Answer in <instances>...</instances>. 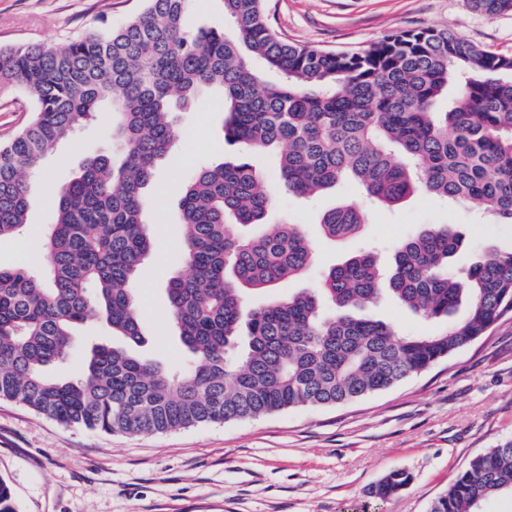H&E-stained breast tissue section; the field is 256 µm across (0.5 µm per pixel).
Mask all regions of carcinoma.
I'll list each match as a JSON object with an SVG mask.
<instances>
[{"mask_svg":"<svg viewBox=\"0 0 512 512\" xmlns=\"http://www.w3.org/2000/svg\"><path fill=\"white\" fill-rule=\"evenodd\" d=\"M228 35L188 24L196 0H144L126 23L66 43L0 49V83L32 98L31 120L0 143V240L17 235L34 204L32 180L48 156L109 105L112 154L86 158L56 184L42 272L0 266V400L64 425L128 435L224 423L304 406L349 403L384 391L464 349L512 313V251H488L458 277L463 238L451 224L405 238L382 281L378 257L358 252L313 292L257 307L265 292L306 272L313 250L295 224L263 222L272 203L260 160L277 152L291 192L313 196L352 181L383 205L424 191L478 202L512 224V56L459 41L445 29L383 37L353 53L290 42L265 0H222ZM488 17L512 0H471ZM255 56L279 72L263 86ZM455 88L451 106L435 111ZM224 95V143L238 158L199 167L180 201L181 261L169 279V320L190 361L173 369L138 351L146 343L134 283L153 245L148 187L168 153L180 109L208 90ZM366 215L327 210L328 239L355 237ZM437 331L402 333L367 314L385 294ZM463 318L451 319L458 310ZM106 324L118 342L94 345L71 378L74 329ZM411 475L387 473L369 494L385 501ZM512 495V440L476 456L430 512H479ZM0 512H17L0 478Z\"/></svg>","mask_w":512,"mask_h":512,"instance_id":"cac0c4a2","label":"carcinoma"}]
</instances>
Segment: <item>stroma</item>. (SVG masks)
Masks as SVG:
<instances>
[{
  "label": "stroma",
  "instance_id": "obj_1",
  "mask_svg": "<svg viewBox=\"0 0 512 512\" xmlns=\"http://www.w3.org/2000/svg\"><path fill=\"white\" fill-rule=\"evenodd\" d=\"M141 0H0V48L63 43L101 20L118 26ZM275 30L292 42L355 52L400 31L425 27L512 56V13L488 18L470 0H267ZM33 102L18 85L0 86V142L31 118ZM110 115L97 113L77 138L49 156L34 181L37 201L21 234L0 241V265L38 272V247L51 231L52 184L84 159L111 152ZM224 101L212 93L179 115L177 136L158 168L146 213L153 242L136 295L148 333L143 352L165 364L187 358L169 321L165 288L187 274L179 260V204L185 181L203 161L233 155L224 143ZM262 166L273 197L270 224L300 225L316 263L302 277L248 296L259 305L318 288L332 266L361 248L383 268L397 244L428 224H451L465 241L453 266L468 268L478 250L512 249V225L493 224L476 204L449 205L417 194L388 208L365 204L359 237L324 238L319 222L339 203L355 201L352 186L314 199L288 192L274 155ZM512 439V313L452 357L404 383L337 406L306 407L221 424L150 435L107 434L67 426L14 401H0V478L18 512H429L432 501L476 455ZM403 469L412 481L380 502L369 495L386 473Z\"/></svg>",
  "mask_w": 512,
  "mask_h": 512
}]
</instances>
